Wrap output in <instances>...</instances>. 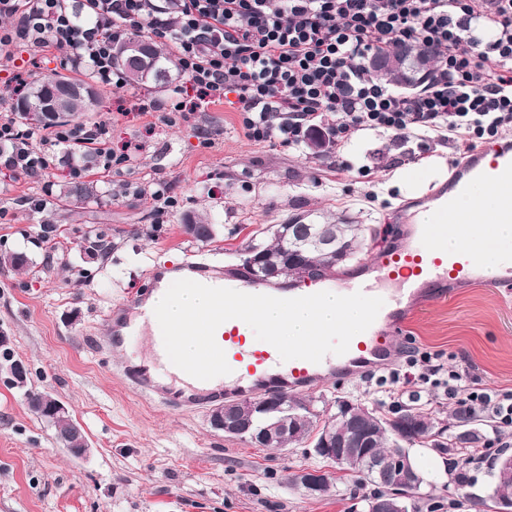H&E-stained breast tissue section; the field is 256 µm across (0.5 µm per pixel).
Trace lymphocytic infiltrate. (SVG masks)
Listing matches in <instances>:
<instances>
[{
    "instance_id": "obj_1",
    "label": "lymphocytic infiltrate",
    "mask_w": 512,
    "mask_h": 512,
    "mask_svg": "<svg viewBox=\"0 0 512 512\" xmlns=\"http://www.w3.org/2000/svg\"><path fill=\"white\" fill-rule=\"evenodd\" d=\"M164 44L192 98L150 102L169 123L188 121L197 102L235 95L245 137L297 146L327 124L341 146L366 128L394 138L445 129L463 142L512 125V0H0V72L24 90L42 61L61 52L100 85L118 84L112 46L133 35ZM431 54L423 90L404 96L369 76L367 57L397 42ZM108 124L54 127L38 135L0 116V170L45 175L56 146H101L104 169L133 170L141 150H106ZM448 377L460 405L491 410L512 426V391H473L441 356L421 360L422 379Z\"/></svg>"
}]
</instances>
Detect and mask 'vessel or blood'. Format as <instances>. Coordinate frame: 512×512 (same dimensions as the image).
Here are the masks:
<instances>
[{
	"label": "vessel or blood",
	"mask_w": 512,
	"mask_h": 512,
	"mask_svg": "<svg viewBox=\"0 0 512 512\" xmlns=\"http://www.w3.org/2000/svg\"><path fill=\"white\" fill-rule=\"evenodd\" d=\"M480 188L494 190L502 203L501 216L512 219L511 142H487L467 151L449 181L429 195L427 219L412 220L405 245L376 251L345 279L315 283L307 280L288 287L256 280L241 268L193 267L192 278L196 282L249 294L294 298L334 287L349 295L360 291L382 298L384 305L373 324L356 335L348 352L341 356L329 354L318 363L303 359L281 361L271 344L258 348L247 345L248 325L231 319L221 324L215 333L231 372L202 381L170 362L154 309L146 299H129L116 304L112 315L122 324H130L135 318L143 324L141 334L148 344L149 355L142 377L136 380L138 388L160 386L164 402L176 408L201 405L230 395L272 391L290 394L313 389L328 377L349 380L392 365L404 350L401 331L407 320L426 308L432 297L449 298L457 290L476 286L512 290L511 250L493 252L495 273L489 276L470 236H463L452 251L442 245L449 225L468 220L480 222L485 237L493 236L492 227L485 223L484 212L477 210L465 217L455 207L458 197L472 195Z\"/></svg>",
	"instance_id": "b4317fda"
}]
</instances>
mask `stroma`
Instances as JSON below:
<instances>
[{
  "mask_svg": "<svg viewBox=\"0 0 512 512\" xmlns=\"http://www.w3.org/2000/svg\"><path fill=\"white\" fill-rule=\"evenodd\" d=\"M187 86L183 77L157 89L92 84L96 102L84 121L109 123L114 153L140 143L133 170L103 169L92 154L61 157L40 212L27 204L40 184L0 173V254L23 251L31 259L20 272L0 268V336L29 365L31 386L64 402L90 448L86 458L71 457L0 374V512H349L353 504L347 480H332L317 499L289 482L291 471L321 466L310 444L280 450L230 440L211 426L208 407L172 410L133 392L126 375L146 353L113 346L118 330L108 314L138 296L154 269L239 265L248 231L274 224H366L373 233L364 253L394 248L403 226L393 208L449 178L467 145L446 131L404 144L373 129L318 157L306 144L249 141L233 106L221 101L174 126L163 113L143 111ZM200 128L209 146L200 145ZM76 167L104 194L82 207L61 206ZM130 182L171 187L175 205L165 219L149 199L125 194ZM207 214L217 218L215 241L187 242L181 224ZM143 224L153 227L152 237L132 236ZM90 226L108 233L107 256H87ZM404 334L419 352L448 354V369L465 372L477 388L512 390V293L464 289L410 318ZM340 397L382 414L414 400L447 420L456 408L444 387L418 381L402 359L394 372L327 380L308 395L320 413L334 411ZM412 451L429 475L421 496L453 512L440 458L420 445Z\"/></svg>",
  "mask_w": 512,
  "mask_h": 512,
  "instance_id": "35a3bbf8",
  "label": "stroma"
}]
</instances>
